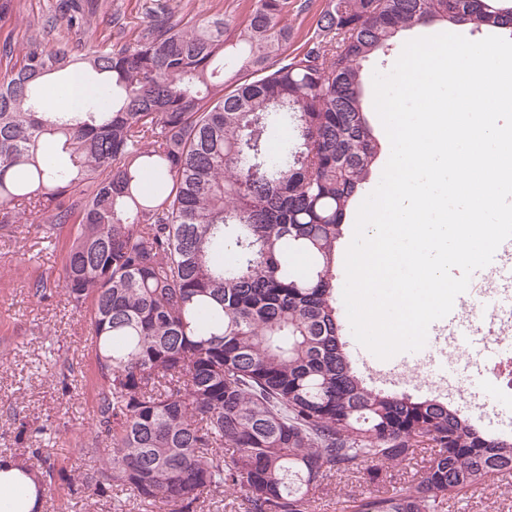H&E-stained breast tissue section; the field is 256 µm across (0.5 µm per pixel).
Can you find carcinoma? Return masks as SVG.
Returning a JSON list of instances; mask_svg holds the SVG:
<instances>
[{
    "label": "carcinoma",
    "instance_id": "cac0c4a2",
    "mask_svg": "<svg viewBox=\"0 0 512 512\" xmlns=\"http://www.w3.org/2000/svg\"><path fill=\"white\" fill-rule=\"evenodd\" d=\"M71 29L97 4L60 0ZM288 0H256L236 39L224 14L184 28L163 5L133 49L25 52L0 80V222L28 209L66 244L61 288L90 314L99 392L92 426L112 444L69 473L31 448L48 487L118 488L161 512H308L312 491L365 467L369 482L417 448L405 485L350 512H446L512 475V436L454 405L369 386L336 312V242L379 147L361 63L433 22L512 28V0H329L284 57ZM82 69L95 94L43 108L44 82ZM251 72L247 82L238 75ZM292 141L270 153L273 126Z\"/></svg>",
    "mask_w": 512,
    "mask_h": 512
}]
</instances>
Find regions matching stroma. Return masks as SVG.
<instances>
[{"label":"stroma","mask_w":512,"mask_h":512,"mask_svg":"<svg viewBox=\"0 0 512 512\" xmlns=\"http://www.w3.org/2000/svg\"><path fill=\"white\" fill-rule=\"evenodd\" d=\"M92 31H76L55 10L57 0H13L0 19V77L19 67L24 52L34 46L58 45L72 53L92 43L135 46L146 25L151 0H100ZM176 19L199 21L223 11L226 35L235 38L255 0H170ZM328 0H288L290 53L303 50ZM61 248L46 247L43 227L16 211L12 223L0 224V456H19L43 447L50 461L63 467L90 468L93 460L79 458L78 448L89 438L88 425L97 385L90 322L75 312L62 292L47 300L34 296L38 276L58 279ZM56 360L45 370L46 360ZM51 436L41 435L43 426ZM366 474L332 481L316 490L310 512H348L349 502L369 489ZM448 512H512V476L499 477L467 495L449 500Z\"/></svg>","instance_id":"stroma-1"}]
</instances>
